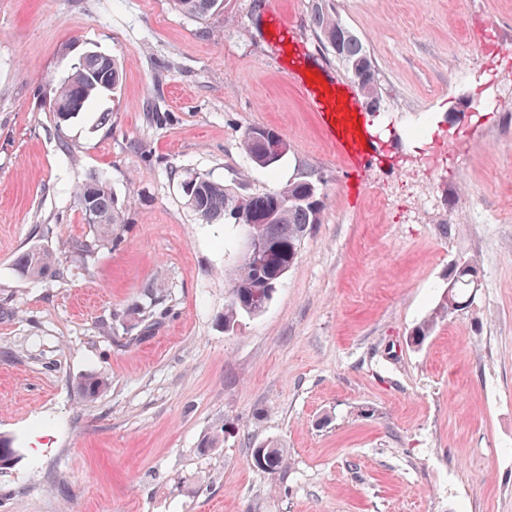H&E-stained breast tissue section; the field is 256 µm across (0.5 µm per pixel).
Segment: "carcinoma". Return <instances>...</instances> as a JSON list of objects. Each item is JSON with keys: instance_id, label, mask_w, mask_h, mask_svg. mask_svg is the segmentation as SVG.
<instances>
[{"instance_id": "obj_1", "label": "carcinoma", "mask_w": 512, "mask_h": 512, "mask_svg": "<svg viewBox=\"0 0 512 512\" xmlns=\"http://www.w3.org/2000/svg\"><path fill=\"white\" fill-rule=\"evenodd\" d=\"M174 4L180 11L194 16H204L218 6L217 0H174ZM310 21L322 42L330 46L338 43L336 59L358 82L370 99L372 108L380 109L376 92L377 72L362 38L334 12L316 5L312 6ZM121 77L122 70L115 59L108 65L105 58L95 54L80 57L72 73L54 90L50 111L56 118L59 117L55 112L57 106L71 113L79 112L89 99L105 90L106 84L110 83L112 89H117ZM272 139L279 140L281 136L265 126H250L243 131V150L254 165L270 168L277 163V160L264 155L265 147ZM195 183L193 193L186 195V203L201 220L247 225L265 244L263 257L254 258L243 251L236 259L230 299L224 307V327L232 328L241 316H255L265 309L297 260L312 226L321 223L324 200L307 180L289 182L258 193L247 191L242 181L222 184L197 176ZM77 195L84 215L92 218L104 233L112 235V229L118 227L122 220L106 183L92 177L78 188ZM15 266L22 276L42 278L53 269L55 259L50 252L31 246L19 254ZM472 270H477V267L471 261L467 269L448 274V281L453 283V302L468 301ZM448 315V305L436 304L425 320L411 331V342H423ZM105 385L103 378L88 375L79 382V389L83 396L90 398ZM287 460L288 449L274 441L265 442L251 452V462L256 471L264 474L281 470Z\"/></svg>"}]
</instances>
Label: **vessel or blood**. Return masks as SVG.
<instances>
[{"label": "vessel or blood", "instance_id": "1", "mask_svg": "<svg viewBox=\"0 0 512 512\" xmlns=\"http://www.w3.org/2000/svg\"><path fill=\"white\" fill-rule=\"evenodd\" d=\"M305 91L331 142L350 168H360L372 155L373 130L370 122L357 112L351 99L329 93L319 79L309 80Z\"/></svg>", "mask_w": 512, "mask_h": 512}]
</instances>
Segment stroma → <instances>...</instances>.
<instances>
[{
	"label": "stroma",
	"mask_w": 512,
	"mask_h": 512,
	"mask_svg": "<svg viewBox=\"0 0 512 512\" xmlns=\"http://www.w3.org/2000/svg\"><path fill=\"white\" fill-rule=\"evenodd\" d=\"M311 4L0 0V435L17 450L0 512H512V105L487 106L493 84L512 98V0H330L366 42L377 110ZM275 11L380 130L379 159L347 173ZM90 50L122 81L56 126L48 101ZM254 125L287 142L276 166L243 151ZM192 175L324 194L271 301L231 332L243 231L194 214ZM92 176L123 218L108 243L76 196ZM31 246L63 275L20 277ZM467 259L474 302L410 345ZM149 288L167 309L150 331L130 314ZM89 374L106 385L86 398ZM266 441L283 471L253 469ZM253 448L251 462L257 468L256 471L264 474H272L281 470L288 460V450L281 444L270 441ZM258 455V457H257Z\"/></svg>",
	"instance_id": "1"
}]
</instances>
